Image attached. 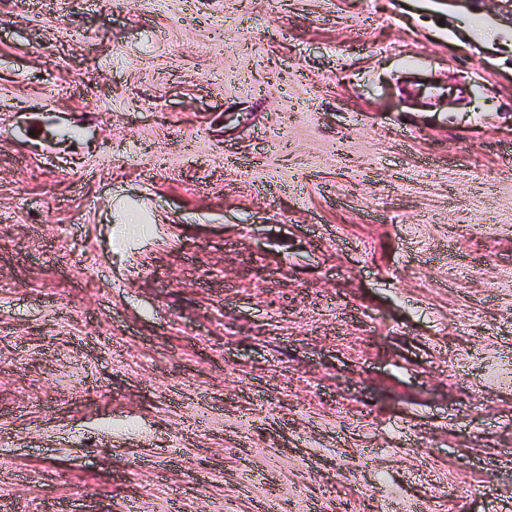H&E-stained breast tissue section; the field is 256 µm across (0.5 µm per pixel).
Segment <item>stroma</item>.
Segmentation results:
<instances>
[{"instance_id":"1","label":"stroma","mask_w":512,"mask_h":512,"mask_svg":"<svg viewBox=\"0 0 512 512\" xmlns=\"http://www.w3.org/2000/svg\"><path fill=\"white\" fill-rule=\"evenodd\" d=\"M55 503L512 512V0H0V512Z\"/></svg>"}]
</instances>
